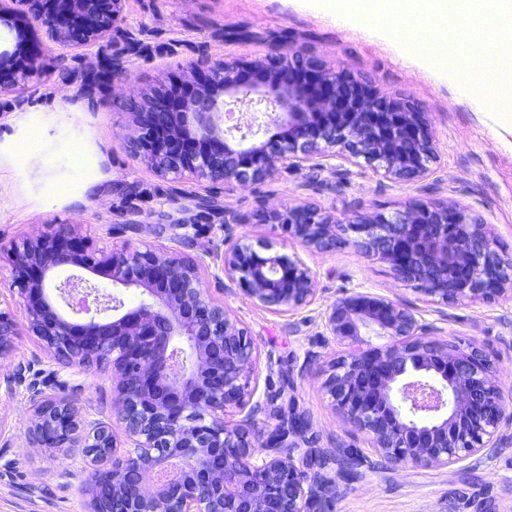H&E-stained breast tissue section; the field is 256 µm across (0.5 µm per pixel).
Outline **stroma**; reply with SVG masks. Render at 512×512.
<instances>
[{
	"instance_id": "35a3bbf8",
	"label": "stroma",
	"mask_w": 512,
	"mask_h": 512,
	"mask_svg": "<svg viewBox=\"0 0 512 512\" xmlns=\"http://www.w3.org/2000/svg\"><path fill=\"white\" fill-rule=\"evenodd\" d=\"M34 39L45 55H62L61 69L34 76L23 102L0 95V139L13 133L26 110L71 103L78 109L74 125L46 146L52 173L74 187L88 177L96 185L84 201L69 202L27 185L10 163L0 164V242L22 240L52 222L76 225L84 236L117 245L130 239L143 248L163 245L206 255L222 251L225 240L246 236L299 256L320 292L314 303L294 312L271 313L212 278L206 286L260 347L257 394L269 425L281 416L299 415L306 423L309 453L331 439L358 451L359 465L337 475L326 512H512L511 442L493 456L478 455L448 469H390L337 417L318 372L346 351L328 335L324 313L356 289L406 300L440 335L484 349L500 380L512 389V294L445 309L398 281L388 263L362 254L353 243L316 252L281 228L253 219L265 208L307 203L345 224L373 211L447 202L486 224L497 247L512 255V128L494 120L497 104L476 105L474 93L449 85L436 68L383 33L351 29L313 0H124L121 33L85 55L60 54L40 31ZM275 48L306 51L328 68L373 82L382 94H402L422 106L434 132L431 174L396 183L348 165L315 178L284 169L257 184L201 187L158 177L123 148L129 118L112 108V98L141 95L185 78L187 64L204 55L251 62ZM116 57L125 63V82L99 79L95 66ZM78 142L98 158L97 167L71 168L70 150ZM205 196L214 198L217 209L202 208ZM228 213L244 216V223H225ZM133 218L144 222L136 236L125 227ZM172 218L182 221V229L171 230ZM14 373L24 374L26 381L9 393L0 389V512H87L81 454L26 445V384L34 380L45 393L74 396L88 420L106 422L111 371L63 369L35 337L22 336L13 356L0 363V379Z\"/></svg>"
}]
</instances>
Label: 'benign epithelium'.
I'll list each match as a JSON object with an SVG mask.
<instances>
[{"mask_svg":"<svg viewBox=\"0 0 512 512\" xmlns=\"http://www.w3.org/2000/svg\"><path fill=\"white\" fill-rule=\"evenodd\" d=\"M123 2L0 0V27L13 41L0 49V95H19L34 75L55 71L57 59L40 57L31 27L66 50H86L120 30ZM189 72L190 81L113 100L130 117L124 148L164 179L247 185L282 168L323 170L331 159L397 181L431 172L435 149L424 112L315 56L278 49L250 64L205 58ZM239 104L274 112L277 135L243 145L256 132L236 116ZM258 217L316 251L334 249L343 235L446 305L492 300L512 283V256L486 225L446 203L347 224L306 204ZM10 251L25 323L0 309V360L29 335L63 368H112L110 423L91 424L77 400L28 384L27 442L81 452L89 512H312L336 491L333 480L311 471L300 421L274 428H288L295 440L264 442L265 407L252 385L258 345L203 286L209 269L273 313L296 311L320 291L301 259L247 238L208 260L128 241L108 249L73 224H45ZM71 267L139 289L142 299L127 309L83 278L66 281L59 285L66 315L46 292V278ZM324 325L352 346L320 368L325 394L392 469L448 468L502 447L512 395L485 351L436 338L408 303L362 291L336 299ZM364 329L389 343L371 346ZM116 424L134 451L117 453Z\"/></svg>","mask_w":512,"mask_h":512,"instance_id":"7a95c632","label":"benign epithelium"}]
</instances>
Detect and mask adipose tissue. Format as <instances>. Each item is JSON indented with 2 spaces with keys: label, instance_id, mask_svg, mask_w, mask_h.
Returning a JSON list of instances; mask_svg holds the SVG:
<instances>
[{
  "label": "adipose tissue",
  "instance_id": "ef3b65f1",
  "mask_svg": "<svg viewBox=\"0 0 512 512\" xmlns=\"http://www.w3.org/2000/svg\"><path fill=\"white\" fill-rule=\"evenodd\" d=\"M74 112L72 105L63 102L51 113L48 121L42 122L33 116H24L20 121L19 133L0 142V156L21 163L27 182L45 186L53 195L66 200L71 199L72 193L68 186L54 183L50 164L41 162L35 166L31 160L43 153L51 129L71 127Z\"/></svg>",
  "mask_w": 512,
  "mask_h": 512
}]
</instances>
